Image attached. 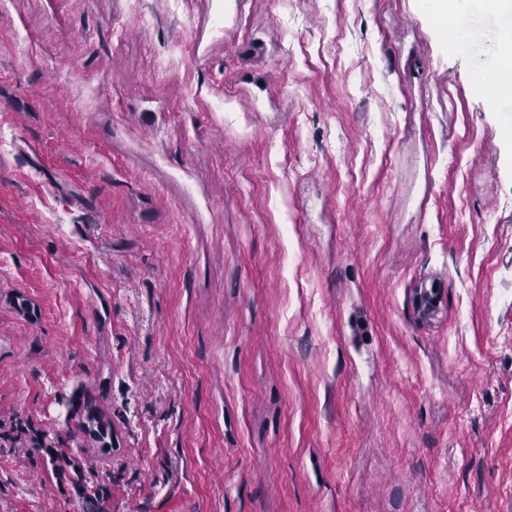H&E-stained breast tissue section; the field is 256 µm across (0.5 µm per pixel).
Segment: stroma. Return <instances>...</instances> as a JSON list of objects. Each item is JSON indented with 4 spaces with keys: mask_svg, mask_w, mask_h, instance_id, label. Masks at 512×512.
<instances>
[{
    "mask_svg": "<svg viewBox=\"0 0 512 512\" xmlns=\"http://www.w3.org/2000/svg\"><path fill=\"white\" fill-rule=\"evenodd\" d=\"M480 58L417 0H0V512H78L56 450L108 512H512Z\"/></svg>",
    "mask_w": 512,
    "mask_h": 512,
    "instance_id": "1",
    "label": "stroma"
}]
</instances>
